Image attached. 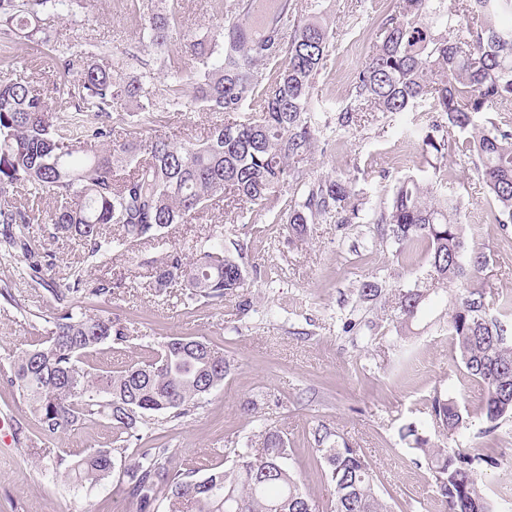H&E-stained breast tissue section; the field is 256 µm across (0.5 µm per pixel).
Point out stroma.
Wrapping results in <instances>:
<instances>
[{"label":"stroma","instance_id":"obj_1","mask_svg":"<svg viewBox=\"0 0 512 512\" xmlns=\"http://www.w3.org/2000/svg\"><path fill=\"white\" fill-rule=\"evenodd\" d=\"M182 34L202 39L224 17L211 0H178ZM394 0H322L330 26L325 66L313 79V95L338 111L350 102V77L362 66L379 35L381 19ZM41 25L54 42L94 45L105 58L128 60L132 71L149 67L155 96L163 94L159 60L140 50L141 25L127 0H93L88 12L42 15ZM216 116L202 109L162 112L143 136L164 134L177 141L199 139ZM426 164L418 139L398 131L393 116L376 113L373 121L349 133L319 142L297 164L301 179L310 181L341 173L355 178L367 207L388 203L398 179L421 176ZM451 184H438V194L455 193L463 202L461 220L470 246L485 252L489 265L481 275L491 288L512 293V229L502 230L489 217L487 195L473 164L449 157ZM224 230V248H244L252 272L245 290L248 313H239L235 298L219 305L186 302L182 288L157 291L144 287L142 275L163 253L153 242H142L113 255L93 274L114 282L112 297L71 295L73 305L91 314L112 313L122 319L131 337L108 342L88 361L113 370L142 360L175 336L208 340L223 352L230 368L221 385L202 399L191 415L156 416L144 437L172 448L177 465L199 460L227 466L211 455L215 448H233L244 437L268 428L288 441V468L320 512H331L333 488L312 461L313 432L326 425L351 447L361 449L370 463L383 498L409 512H439L436 484L424 462L402 440L399 430L413 423L431 444L447 439L433 424L428 400L435 390L455 397L469 417V428L458 436L463 447H492L495 465H481L479 474L490 488L498 512H512V418L502 420L491 437H482L483 389L457 366L444 325L449 293H440L410 337L396 331L401 290L431 285L425 258L404 266L391 239L375 225H311L305 240L290 237L271 212L218 203L186 224L170 229V243L191 249L198 236L214 226ZM34 235L52 265L33 267L21 250L0 252V366L16 351L41 340L46 318L59 306L54 295L81 266V242L57 241L43 230ZM377 283L376 300L360 299L362 282ZM352 330H344V323ZM256 402L244 413V401ZM15 421L12 437L0 441V512H127L117 478L76 487L64 476L59 459L71 460L108 447L112 429L107 419L44 434L15 387L0 380V416Z\"/></svg>","mask_w":512,"mask_h":512}]
</instances>
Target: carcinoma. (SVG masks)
I'll return each instance as SVG.
<instances>
[{
  "instance_id": "carcinoma-1",
  "label": "carcinoma",
  "mask_w": 512,
  "mask_h": 512,
  "mask_svg": "<svg viewBox=\"0 0 512 512\" xmlns=\"http://www.w3.org/2000/svg\"><path fill=\"white\" fill-rule=\"evenodd\" d=\"M89 7L91 0H0V62L13 66L21 41H51L41 14ZM505 15L512 17V0H396L368 60L353 75L350 105L319 112L311 78L329 48L319 0L286 39L270 30L249 41L222 29L206 39H184V52L196 63L189 75L181 57L168 55L175 13L166 3L149 7L142 41L156 55H167L169 104L224 114L200 143L165 135L141 139L139 129L155 119L147 76L103 62L80 42L54 47L50 67L61 77L76 69L79 74L55 84L51 94L21 76L0 77V224L8 228L0 246L39 256L30 236L35 218L22 199L45 191L57 202L45 221L50 237L83 242V262L95 267L141 241L166 239L171 225L188 223L226 196L271 210L295 175L291 162L305 159L323 132L348 131L375 112H411L425 101L446 124L425 132L423 152L439 162L451 154L471 161L493 203L492 222L506 227L512 224V21L502 23ZM276 57L283 58L281 65L262 77L260 67ZM250 106L254 111H246ZM114 112L128 127L121 141L112 140ZM459 210L453 195L441 199L425 180L405 177L370 221L393 238L403 261L424 254L434 284L457 289L448 336L465 376L485 390L483 434L490 436L512 415V339H499L501 327L512 330V295L480 282L487 257L469 247ZM328 219L365 220L364 202L348 176L309 183L301 199L280 212L298 238ZM149 278L159 291L181 286L190 302L215 305L234 296L240 312L251 306L244 293L249 270L224 251L220 231L199 240L192 257L169 246ZM67 292L110 297L112 282L77 273L60 294ZM434 293L414 287L399 294L403 333L411 332ZM42 335L43 342L19 351L3 371L41 430L55 434L101 417L112 428V447L67 463L73 485L99 483L118 468L129 512H155L161 499L169 501L170 512H318L285 466L288 445L277 430L233 449L230 465L213 467L201 479L195 467L174 466L166 448H130L149 418L185 417L223 383L224 354L209 342L172 337L145 360L100 371L82 358L107 341L130 338L119 318L64 307L46 321ZM430 415L449 438L466 428L457 401L438 391ZM331 436L319 425L313 452L333 486V512H392L365 456ZM401 436L412 439L410 449L432 473L445 512H494L490 490L477 477V465L495 463L492 449L435 448L413 424Z\"/></svg>"
}]
</instances>
